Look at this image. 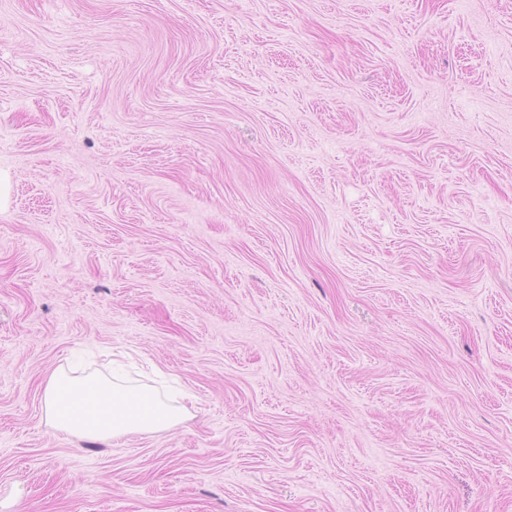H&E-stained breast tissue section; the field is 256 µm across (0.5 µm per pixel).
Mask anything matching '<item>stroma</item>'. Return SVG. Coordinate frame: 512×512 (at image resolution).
Listing matches in <instances>:
<instances>
[{
  "label": "stroma",
  "mask_w": 512,
  "mask_h": 512,
  "mask_svg": "<svg viewBox=\"0 0 512 512\" xmlns=\"http://www.w3.org/2000/svg\"><path fill=\"white\" fill-rule=\"evenodd\" d=\"M0 512H512V0H0ZM186 408L162 399L151 387L109 378L72 375L63 367L49 376L43 419L54 430L90 439H115L168 429Z\"/></svg>",
  "instance_id": "35a3bbf8"
}]
</instances>
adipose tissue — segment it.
<instances>
[{"mask_svg":"<svg viewBox=\"0 0 512 512\" xmlns=\"http://www.w3.org/2000/svg\"><path fill=\"white\" fill-rule=\"evenodd\" d=\"M184 405L151 387L124 384L64 368L49 376L43 419L54 430L90 439H115L167 429L185 418Z\"/></svg>","mask_w":512,"mask_h":512,"instance_id":"1","label":"adipose tissue"}]
</instances>
